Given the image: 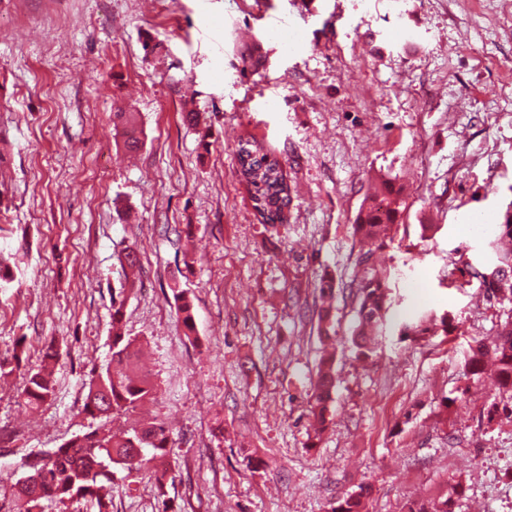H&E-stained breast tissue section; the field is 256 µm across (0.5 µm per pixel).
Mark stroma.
I'll use <instances>...</instances> for the list:
<instances>
[{"instance_id": "35a3bbf8", "label": "stroma", "mask_w": 512, "mask_h": 512, "mask_svg": "<svg viewBox=\"0 0 512 512\" xmlns=\"http://www.w3.org/2000/svg\"><path fill=\"white\" fill-rule=\"evenodd\" d=\"M56 2L69 22L50 53L23 22L47 0H0V255L14 271L0 282V358L23 351L0 375V512L22 458L91 425L85 384L111 357L119 293L157 386L130 419L171 431L176 512H328L361 485L369 512H406L456 480L455 512H512V421L487 417L491 376L464 375L504 310L469 271L497 264L493 232L472 224L512 210V0ZM119 108L139 115L137 154L114 143ZM245 140L290 187L277 230L238 174ZM384 180L404 189L379 254L393 307L448 313L455 330L404 342L390 329L364 363L346 287L363 249L354 224ZM328 273L336 390L316 440ZM176 286L194 304L191 339ZM51 342L54 394L32 409L25 377ZM161 508L148 477L116 470L111 512Z\"/></svg>"}]
</instances>
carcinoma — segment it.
<instances>
[{
	"label": "carcinoma",
	"instance_id": "carcinoma-1",
	"mask_svg": "<svg viewBox=\"0 0 512 512\" xmlns=\"http://www.w3.org/2000/svg\"><path fill=\"white\" fill-rule=\"evenodd\" d=\"M112 123L122 139L123 147L136 151L141 147V131L133 112H115ZM261 172L252 174L249 185L253 191L255 209L267 226L277 227L286 220L284 207L288 206V183L279 163L265 152L255 161ZM403 205L402 190L384 185L367 207L363 208L355 224V232L364 239L383 246L388 225L394 223ZM496 287L485 290L512 303V250L497 251ZM372 253L362 254L358 271L349 285L356 302V326L352 342L358 356L370 360L388 328L391 302L386 278L371 263ZM173 297L187 333L194 332L193 304L187 294L173 290ZM112 356L100 371L92 374L83 404V412L97 421L96 426L64 441L44 458L36 469L23 463L26 472L16 479L12 493L11 512H44L45 505L53 504L58 512H108V502L101 491L112 485L113 468L119 466L128 472L142 470L154 480L161 500L162 512H174L164 499L167 480V458L171 448L170 431L163 422H149L125 432L113 433L107 424L151 400L156 385L140 363L139 345L123 331L124 301L112 299ZM452 325L445 316L432 310L421 311L401 323L400 338L415 341L439 331L450 332ZM494 358L498 390L512 400V315L502 324L497 336L489 343L474 341L465 360L466 374L478 377L483 373L485 358ZM336 385L334 357L325 355L318 364L316 379L309 396V415L315 436L325 430L329 404L333 401ZM54 392L51 376L43 369L28 371L26 385L21 393L26 405L38 407ZM142 453L141 460L130 467L126 459ZM465 492L457 481L444 498H428L410 503L408 512H454L456 501ZM369 489L346 493L330 505V512H364Z\"/></svg>",
	"mask_w": 512,
	"mask_h": 512
}]
</instances>
